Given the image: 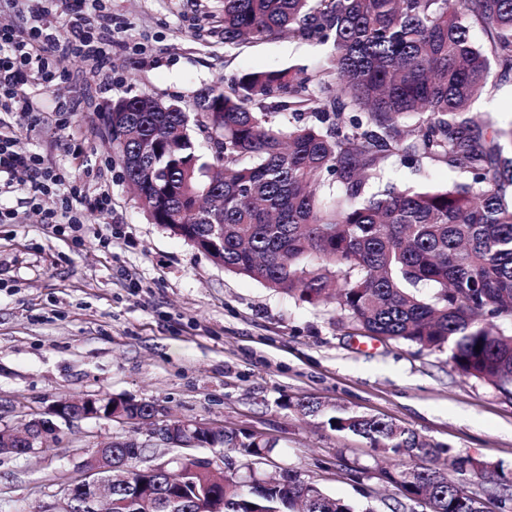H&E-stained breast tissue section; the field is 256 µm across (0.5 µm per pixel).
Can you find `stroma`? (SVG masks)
<instances>
[{
  "mask_svg": "<svg viewBox=\"0 0 512 512\" xmlns=\"http://www.w3.org/2000/svg\"><path fill=\"white\" fill-rule=\"evenodd\" d=\"M112 51L100 64L70 56L64 80L30 96L44 119L20 123L17 147L67 168L89 208L81 229L43 221L24 189L0 195L16 221L0 224V431L80 398L154 402L194 419L274 442L261 473L291 469L375 512H428L385 472L408 464L360 438L301 416V396L375 414L439 447L503 467L512 479V396L464 376L449 349L428 351L363 335L331 309L301 303L225 271L202 250L152 223L133 199L102 113L150 95L189 102L218 77L323 62L325 47L275 39L225 49L190 0H107ZM471 109L512 120V77L491 73ZM71 109L56 129L55 110ZM108 192L112 204L95 208ZM145 426L84 419L48 453L0 455V512H43L60 482L112 439L145 440Z\"/></svg>",
  "mask_w": 512,
  "mask_h": 512,
  "instance_id": "obj_1",
  "label": "stroma"
}]
</instances>
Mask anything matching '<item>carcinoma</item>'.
<instances>
[{
    "instance_id": "obj_1",
    "label": "carcinoma",
    "mask_w": 512,
    "mask_h": 512,
    "mask_svg": "<svg viewBox=\"0 0 512 512\" xmlns=\"http://www.w3.org/2000/svg\"><path fill=\"white\" fill-rule=\"evenodd\" d=\"M209 17L226 47L286 38L328 49L318 66L220 79L190 104L150 96L112 102V145L138 205L174 235L194 239L224 270L314 306H332L369 336L450 349L465 376L512 387V125L470 106L491 65L512 76V0H218ZM481 28L488 45L475 44ZM295 116L285 125L279 116ZM207 134L211 154L194 134ZM445 165L465 175L439 188L383 183L388 161ZM480 350H475V346ZM140 416L144 402L101 399ZM292 407L330 429L413 464L385 472L429 512H484L465 488L473 469L438 463L418 432L315 399ZM241 464L273 452L257 433L213 438ZM113 490L116 512H358L290 471L224 485L193 461L182 486L140 474ZM487 496L512 512V485L481 472Z\"/></svg>"
}]
</instances>
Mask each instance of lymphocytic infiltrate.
I'll use <instances>...</instances> for the list:
<instances>
[{"instance_id": "1", "label": "lymphocytic infiltrate", "mask_w": 512, "mask_h": 512, "mask_svg": "<svg viewBox=\"0 0 512 512\" xmlns=\"http://www.w3.org/2000/svg\"><path fill=\"white\" fill-rule=\"evenodd\" d=\"M100 0H67L65 13L74 30L72 42L59 43L53 22L44 7H37L29 21L0 28V193L13 188L20 174L29 177V202L40 206L43 197L56 195V208L46 210L49 224L78 228L85 221L80 189L70 185L65 170L44 166L38 153L16 148L12 118L37 120L31 97L25 87L35 82L51 88L65 73L70 55H81L103 62L112 49V19L86 13V4Z\"/></svg>"}]
</instances>
